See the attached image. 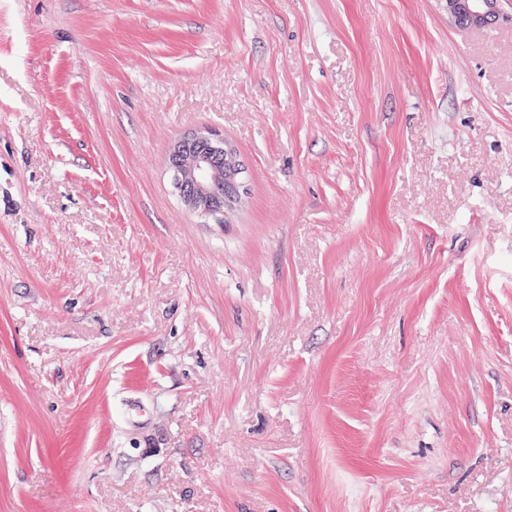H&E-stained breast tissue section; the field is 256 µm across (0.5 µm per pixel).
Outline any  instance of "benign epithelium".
<instances>
[{"label":"benign epithelium","instance_id":"obj_1","mask_svg":"<svg viewBox=\"0 0 512 512\" xmlns=\"http://www.w3.org/2000/svg\"><path fill=\"white\" fill-rule=\"evenodd\" d=\"M499 0H448V14L460 28L499 21ZM170 158L183 206L219 222L229 218L245 195L244 168L234 147L216 134L191 131L177 138Z\"/></svg>","mask_w":512,"mask_h":512}]
</instances>
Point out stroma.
Wrapping results in <instances>:
<instances>
[{
	"label": "stroma",
	"mask_w": 512,
	"mask_h": 512,
	"mask_svg": "<svg viewBox=\"0 0 512 512\" xmlns=\"http://www.w3.org/2000/svg\"><path fill=\"white\" fill-rule=\"evenodd\" d=\"M500 10L0 0V512H512ZM500 0H448V14L460 28L486 27L499 21ZM188 138L217 144L224 151V166H217L200 154L182 153V144ZM170 158L174 166L170 164V170L173 172L179 199L189 211L223 222L243 200L246 190L244 168L234 147L215 133L191 131L181 135L171 148ZM184 184H189L192 190H185ZM221 187H224L228 199L227 209L224 211L223 201L216 207L203 206L202 202L211 199Z\"/></svg>",
	"instance_id": "obj_1"
}]
</instances>
